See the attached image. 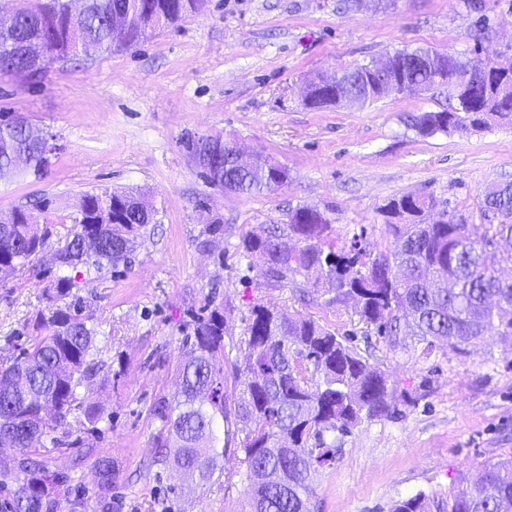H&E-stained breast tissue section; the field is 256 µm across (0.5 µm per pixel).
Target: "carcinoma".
<instances>
[{"label":"carcinoma","instance_id":"obj_1","mask_svg":"<svg viewBox=\"0 0 512 512\" xmlns=\"http://www.w3.org/2000/svg\"><path fill=\"white\" fill-rule=\"evenodd\" d=\"M82 19L73 22L66 0H15L13 26L0 30V77L25 72L41 75L47 64L79 55L93 41L112 49V25L124 17L125 47L155 31L202 11L206 0H86ZM464 58L425 48L396 49L374 64H361L309 79L304 106L359 105L408 91L442 90L448 107L422 112L412 126L422 136L482 128L491 121L512 120V88L500 92L474 85ZM25 120L0 123V178L13 175V159L28 156L27 174L39 178L54 154L31 139ZM207 182L239 194L256 195L284 185L288 170L276 160L256 170L241 165L250 152L233 138L201 137L189 145ZM129 192L106 190L83 194L77 216L52 261L59 267L85 265L95 271L127 261L153 213L136 207ZM438 206L432 195H403L388 201L394 248L374 251L369 245L338 244L330 219L315 207L295 209L286 227L243 241L248 253L260 254L266 278L290 280L310 295L297 277L325 282L330 304L353 302L359 320L390 337L419 336L463 352L492 330L512 335V279L498 270L512 266V182L489 187L479 205L484 223L471 224L448 212L427 221ZM0 224V278L29 267L44 251L55 227L41 224L24 206L13 208ZM296 238L284 250L280 244ZM75 282L59 276L46 289L55 307L39 311L37 334L20 356L0 364V448L23 456L22 474L0 481L9 488L10 512H52L45 483L51 471L35 458L43 440L62 431L72 434L68 417L83 412L89 422L96 408L77 390L96 376L93 358L97 330L73 297ZM189 348L177 370V392L152 407L162 423L157 436L158 462L183 480L213 484L224 473V457L242 454L249 481L247 512H314L312 483L319 470L336 463L341 448L326 434H346L362 420L387 416L393 389L385 374L310 316L290 317L262 304L253 306L246 329L243 371L251 378L227 392L224 386V316L213 312L195 321ZM242 425L234 434L222 425ZM100 485H112L115 468L107 458L96 461ZM426 496L394 502L391 512H429ZM448 512H512V461L487 467L448 503Z\"/></svg>","mask_w":512,"mask_h":512}]
</instances>
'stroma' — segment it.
<instances>
[{"label": "stroma", "mask_w": 512, "mask_h": 512, "mask_svg": "<svg viewBox=\"0 0 512 512\" xmlns=\"http://www.w3.org/2000/svg\"><path fill=\"white\" fill-rule=\"evenodd\" d=\"M431 48L478 65L512 57V0H208L200 13L112 53L92 50L52 62L41 76L0 79V113L28 118L54 135L60 151L41 179L0 178V213L52 198L56 227L29 269L0 280V361L20 355L28 318L45 307L60 275L98 330L101 369L78 390L98 406L72 434L46 445L70 493L119 501V512H244L249 488L238 460L220 483L187 493L156 465L161 428L150 412L173 397L195 316L224 317V376L241 385L251 309L311 316L374 355L394 388L388 416L337 436L341 453L314 484L316 512H390L393 501L424 493L448 502L492 464L512 459V336L492 331L465 353L406 336L389 349L359 323L353 305L299 300L290 283L269 285L243 239L315 207L340 241L360 237L379 250L394 237L381 212L390 199L431 194L449 214L480 223L486 188L512 179V124L493 123L421 136L412 115L447 108L445 95L406 93L360 107L309 108L300 96L315 73L378 59L398 48ZM220 135L272 156L288 181L260 195L209 185L188 148ZM140 196L157 222L138 239L129 263L99 272L52 261L87 192ZM118 477L102 489L97 458Z\"/></svg>", "instance_id": "35a3bbf8"}]
</instances>
